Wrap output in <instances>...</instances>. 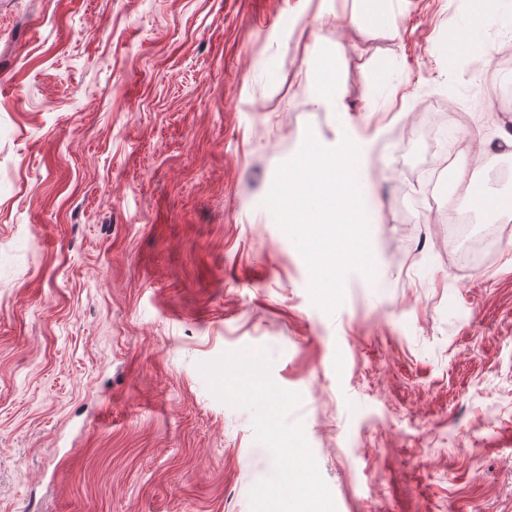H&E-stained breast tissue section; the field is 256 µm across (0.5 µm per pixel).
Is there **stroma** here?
I'll return each mask as SVG.
<instances>
[{
	"label": "stroma",
	"instance_id": "1",
	"mask_svg": "<svg viewBox=\"0 0 512 512\" xmlns=\"http://www.w3.org/2000/svg\"><path fill=\"white\" fill-rule=\"evenodd\" d=\"M360 7L0 0V512H269L288 474L331 512H512V223L470 267L442 217L464 201L403 132L454 113L481 156L512 124V8ZM313 25L337 112L299 90ZM345 131L375 275L329 314L262 202L306 133ZM249 360L265 396L224 383Z\"/></svg>",
	"mask_w": 512,
	"mask_h": 512
}]
</instances>
